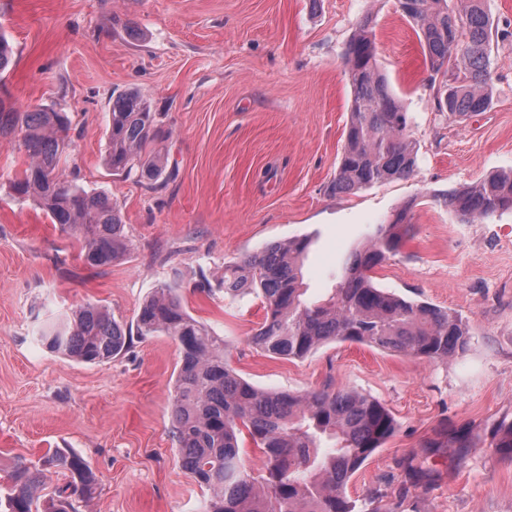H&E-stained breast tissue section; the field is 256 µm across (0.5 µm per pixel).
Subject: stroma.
I'll return each instance as SVG.
<instances>
[{
	"mask_svg": "<svg viewBox=\"0 0 512 512\" xmlns=\"http://www.w3.org/2000/svg\"><path fill=\"white\" fill-rule=\"evenodd\" d=\"M499 37L492 105L460 121L436 111L440 85L397 0H0L14 46L4 83L20 109L68 112L64 179L117 203L129 251L92 268L9 181L25 168L0 141V496L17 458L73 450L99 495L88 512H202L204 492L169 436L179 350L133 339L105 365L49 352L40 326L80 304L134 324L143 300L178 286L189 312L230 345L233 368L258 388L330 384L383 402L399 423L354 475L348 493L405 492L398 512H512V461L490 442L512 422V212L458 223L439 194L512 168V0H486ZM378 62L411 116L417 167L405 179L333 194L349 118L344 50L365 15ZM140 89L172 130L171 179L149 189L109 170L114 93ZM409 207L416 226L376 283L461 314L467 352L428 362L331 342L303 359L273 357L249 338L260 299L228 303L225 262L306 237L305 298L335 288L349 252L375 224ZM212 292L200 291L203 283ZM447 445H440L441 436ZM424 474L412 478L411 468Z\"/></svg>",
	"mask_w": 512,
	"mask_h": 512,
	"instance_id": "35a3bbf8",
	"label": "stroma"
}]
</instances>
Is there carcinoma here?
Masks as SVG:
<instances>
[{
  "mask_svg": "<svg viewBox=\"0 0 512 512\" xmlns=\"http://www.w3.org/2000/svg\"><path fill=\"white\" fill-rule=\"evenodd\" d=\"M415 27L431 70L443 78L436 108L462 119L492 101L494 23L485 0H398ZM13 48L0 33V75ZM351 88L349 120L329 189L348 194L409 177L417 149L410 116L380 70L371 16L357 25L344 52ZM106 166L153 188L172 174L165 143L171 131L137 88L112 98ZM71 121L53 108L21 111L0 96V140L18 143L27 167L10 180L13 200L31 202L50 223L74 236L84 262L109 266L128 251L121 213L106 192L61 179L59 161L69 146ZM463 223L512 211V169L443 195ZM407 205L377 224L349 255L336 288L320 302L304 299L302 267L310 240L274 242L257 254L224 263V298H259L263 322L250 343L274 357L303 359L329 342H349L433 362L466 352L469 331L458 314L377 287L372 272L400 253L415 225ZM136 334L170 337L180 366L172 394V440L183 470L207 492L204 512H385L383 496L353 500L351 478L399 424L380 401L330 384L303 393L263 390L229 364L227 342L187 310L180 289L163 284L143 301ZM39 341L75 361L105 364L130 347V336L108 307L84 304L42 326ZM258 449L255 475L242 455L245 439ZM491 447L512 460V422L501 423ZM64 484L46 492L48 481ZM4 512H79L98 483L80 455L54 449L36 462L19 460L10 475Z\"/></svg>",
  "mask_w": 512,
  "mask_h": 512,
  "instance_id": "obj_1",
  "label": "carcinoma"
}]
</instances>
